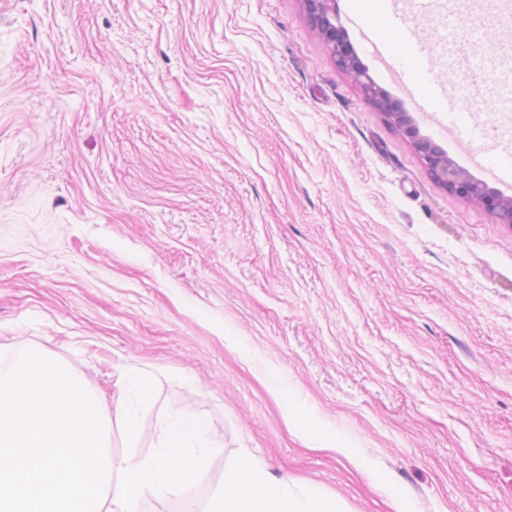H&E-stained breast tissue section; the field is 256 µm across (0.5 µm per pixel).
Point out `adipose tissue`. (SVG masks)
Returning a JSON list of instances; mask_svg holds the SVG:
<instances>
[{
  "label": "adipose tissue",
  "instance_id": "ef3b65f1",
  "mask_svg": "<svg viewBox=\"0 0 512 512\" xmlns=\"http://www.w3.org/2000/svg\"><path fill=\"white\" fill-rule=\"evenodd\" d=\"M121 394L114 413L129 445L142 437L140 417L152 404V382L148 375L128 371L120 377ZM205 512H341L334 499L309 488L296 489L287 480L274 479L263 462L241 455L225 467L224 482L209 501Z\"/></svg>",
  "mask_w": 512,
  "mask_h": 512
}]
</instances>
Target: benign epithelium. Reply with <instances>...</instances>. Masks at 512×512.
Instances as JSON below:
<instances>
[{"label": "benign epithelium", "instance_id": "benign-epithelium-1", "mask_svg": "<svg viewBox=\"0 0 512 512\" xmlns=\"http://www.w3.org/2000/svg\"><path fill=\"white\" fill-rule=\"evenodd\" d=\"M308 21L331 48L336 65L349 73L373 105H384L385 117L410 142L430 176L449 192L473 201L493 215L498 223L512 228V197L479 182L458 167L433 139L420 134L412 116L399 109L387 93L375 87L366 68L336 26L335 0H301Z\"/></svg>", "mask_w": 512, "mask_h": 512}]
</instances>
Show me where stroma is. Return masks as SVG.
<instances>
[{"label": "stroma", "instance_id": "obj_1", "mask_svg": "<svg viewBox=\"0 0 512 512\" xmlns=\"http://www.w3.org/2000/svg\"><path fill=\"white\" fill-rule=\"evenodd\" d=\"M479 7L421 22L465 36ZM1 346L109 400L149 374L116 455L168 408L207 420L205 479L141 512H203L245 451L343 512H388L382 485L512 512V229L431 179L300 0H0ZM120 386L121 394L114 413L127 443L136 447L142 437L141 414L152 404V382L144 373L127 371L120 377ZM314 445L321 448H334L336 453L347 459L351 465L357 469H361V463L358 457L351 448H348L349 445L341 438L322 433L316 438Z\"/></svg>", "mask_w": 512, "mask_h": 512}]
</instances>
